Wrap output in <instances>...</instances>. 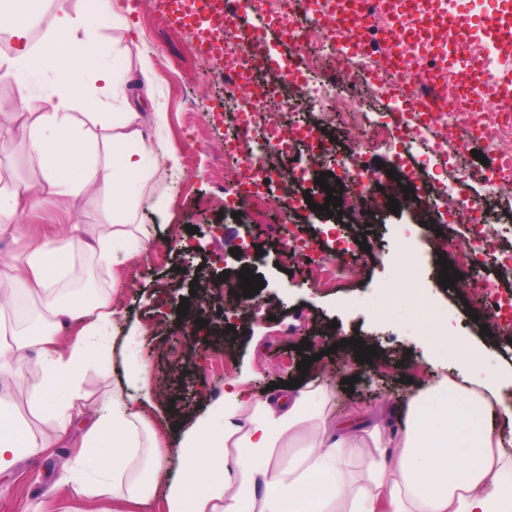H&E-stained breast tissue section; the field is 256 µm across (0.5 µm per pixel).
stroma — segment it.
<instances>
[{
  "instance_id": "1",
  "label": "stroma",
  "mask_w": 512,
  "mask_h": 512,
  "mask_svg": "<svg viewBox=\"0 0 512 512\" xmlns=\"http://www.w3.org/2000/svg\"><path fill=\"white\" fill-rule=\"evenodd\" d=\"M87 22L108 57L128 72L127 96L142 112L144 127L172 143L181 166L159 170L139 200L138 223L153 235L148 250L123 266L121 302L131 319L146 330L148 361L155 404L146 415L159 431L207 413L224 397L225 385L242 379L252 403L270 398V385L304 377L329 390L328 408L346 421L357 407L372 409L393 394L408 396L449 372L461 356L474 353V365L497 373L512 372V339L482 334L486 312L471 304L472 293L461 286H440L443 265L458 266L455 252L434 259L429 229L411 201L398 212L375 213L371 221L344 225L337 218L301 207L290 212L272 208L262 213L224 207V182L236 172L224 155V139L243 113L223 117L224 83L218 60L198 56L185 29L170 28L156 0H131L120 24L97 12ZM155 73L145 87L141 61ZM164 113L156 125L155 110ZM0 165L35 183L38 162L30 158L18 133L0 136ZM100 220V204L81 196L72 213L41 210L22 213L21 223L51 237L67 235L73 219ZM295 234L342 254L351 280L341 288L327 286L326 266H285L270 227ZM260 275L264 286L249 297L245 316H229L212 307L210 317L222 332L199 347L183 328L178 307L192 285L241 269ZM449 326L460 344L449 353L432 347L429 335ZM375 347L371 362H360L350 338ZM309 348H301V341ZM311 359L299 372L302 359ZM353 379L345 388V379ZM81 425L55 447L24 457L0 474V512H88L87 504L60 487L58 480L79 452Z\"/></svg>"
}]
</instances>
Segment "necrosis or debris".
<instances>
[{"mask_svg":"<svg viewBox=\"0 0 512 512\" xmlns=\"http://www.w3.org/2000/svg\"><path fill=\"white\" fill-rule=\"evenodd\" d=\"M411 2L318 0L311 12L308 0H219L223 18L216 39L241 23V8L246 5L262 29L275 30L295 60L291 67L270 56L259 63L249 50L224 49V106L248 115L225 139L224 154L236 158L239 171L224 185V203L230 209L246 210L274 202L294 207L302 198L291 186L304 180L301 161L307 158L331 163L345 190L343 204L353 209L376 195L380 181L363 156L378 143L398 150L397 162L408 182L416 176L405 152L416 145L448 156L465 154L473 144L483 145L493 156L489 166H453L450 178L427 179L425 197L441 202L434 223H443L453 213L467 215L466 231L452 246L470 268L466 287L495 321L512 309V291L497 288L483 269L492 264L512 275V244L491 241L483 229L494 215L492 200L512 198V98L495 94L497 73L475 31L494 30L501 19L494 12L477 20L459 13L455 37L444 45L438 32L417 30ZM315 40L334 45L347 62L339 69L323 65L309 80L301 66ZM477 83L492 92L482 106L476 105L471 93ZM356 93L371 101L390 98L401 110L392 124H380L371 110L354 109ZM423 100L430 104L424 112L419 109ZM303 102L320 112V120H280L285 108ZM330 126L357 129L350 144L351 162L334 157V144L325 135ZM472 181L486 186L487 194L466 193L464 187ZM275 186L281 189L276 197L271 194Z\"/></svg>","mask_w":512,"mask_h":512,"instance_id":"4bbe7bcc","label":"necrosis or debris"}]
</instances>
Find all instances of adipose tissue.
<instances>
[{
	"mask_svg": "<svg viewBox=\"0 0 512 512\" xmlns=\"http://www.w3.org/2000/svg\"><path fill=\"white\" fill-rule=\"evenodd\" d=\"M22 2L16 9L0 0V26L18 40L28 38V20L40 18L46 6H53L54 17L39 51L0 57V80L15 82L13 98L0 101V127L27 118L29 149L42 175L39 184H27L0 167V237L24 244L22 269L0 271V321L20 298L39 302L47 318L36 339H0V474L32 449L52 447L82 416L80 451L60 482L90 502H141L164 477L169 512H377L382 506L387 512H512V406L501 400L512 374L442 377L409 401L390 405V412L404 416L397 431L358 429L367 415L363 408L336 426L310 389L253 405L231 382L222 402L179 433L174 458L145 413L152 400L146 362L125 363L115 374L110 413L86 414L83 375L110 347L109 326H124L125 347L141 335L118 297L120 267L152 243L136 222L140 188L156 168L178 167L180 155L145 138L143 115L89 34L83 11L71 0ZM21 63L33 75L54 73L52 111H37L29 83L16 77ZM93 80L101 82L106 98L101 121L112 130L101 142L74 114ZM82 195L102 201L103 220L75 223L58 244L19 221L26 211H71ZM84 253L108 276L87 301L66 289ZM65 319L79 326L68 343L58 338ZM29 357L38 368L31 389L50 410L37 436L17 421L11 386L15 364ZM299 440L305 452L296 468L285 474L272 467L273 448ZM350 448L368 451L367 484L354 485L343 468Z\"/></svg>",
	"mask_w": 512,
	"mask_h": 512,
	"instance_id": "ef3b65f1",
	"label": "adipose tissue"
}]
</instances>
